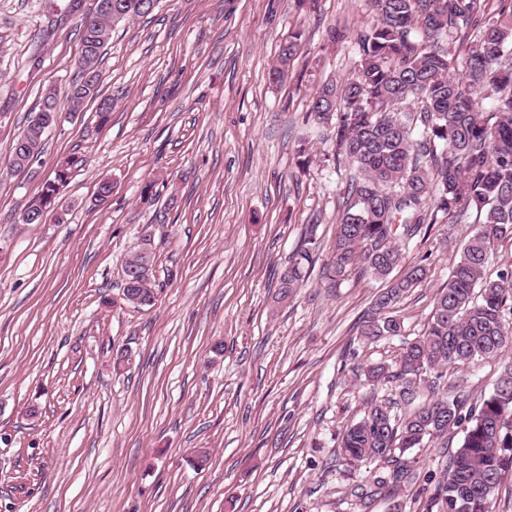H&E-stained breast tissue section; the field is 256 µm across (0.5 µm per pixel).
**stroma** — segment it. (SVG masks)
Instances as JSON below:
<instances>
[{"mask_svg": "<svg viewBox=\"0 0 512 512\" xmlns=\"http://www.w3.org/2000/svg\"><path fill=\"white\" fill-rule=\"evenodd\" d=\"M52 4L0 0V512H350L332 437L371 392L351 369L395 358L402 339L357 334L382 281L332 288L322 273L355 170L307 112L357 60L329 29L355 33L369 0H160L103 51L104 123L95 103L68 110L79 29L51 26ZM294 31L288 75L270 83ZM49 91L58 119L14 172L13 141ZM74 158L64 223H20ZM145 230L157 302L138 308L121 265ZM472 230L438 224L403 246L404 264L431 268L399 308L406 338L424 332ZM311 237L306 286L277 303Z\"/></svg>", "mask_w": 512, "mask_h": 512, "instance_id": "obj_1", "label": "stroma"}]
</instances>
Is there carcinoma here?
<instances>
[{
  "mask_svg": "<svg viewBox=\"0 0 512 512\" xmlns=\"http://www.w3.org/2000/svg\"><path fill=\"white\" fill-rule=\"evenodd\" d=\"M486 0H371L372 20L353 36L358 60L336 85L312 96L309 114L334 124L336 159L355 167L336 223L332 260L323 268L336 285L348 271L386 281L358 320L367 342L404 335L395 309L430 277L426 264L397 276L401 244L433 224H472L474 231L448 281L437 289L425 332L405 340L399 356L352 368L376 393L359 417L336 438V457L350 469L366 467L349 490L353 512H373L380 502L400 512L399 494L430 486L423 512H493V496L512 477V363L503 366L488 396L441 385L443 369L476 368L512 347V269L486 273L491 240L512 236V0L486 12ZM153 0H96L100 21L79 25L80 79L68 105L79 112L99 100L100 122L112 99L99 98L102 53L120 24L153 12ZM471 34L457 53L444 47L461 32ZM301 33L281 44L269 77L280 82L298 51ZM462 78L451 77L453 66ZM57 99L48 93L29 118L28 146L12 145L10 167L31 162L55 123ZM63 169L21 216L41 223V206L67 179ZM155 253L151 238L122 262V300L152 306ZM315 264L309 246L297 250L280 277L277 300L288 302ZM461 439L440 475L425 470L415 449L446 448Z\"/></svg>",
  "mask_w": 512,
  "mask_h": 512,
  "instance_id": "carcinoma-1",
  "label": "carcinoma"
}]
</instances>
